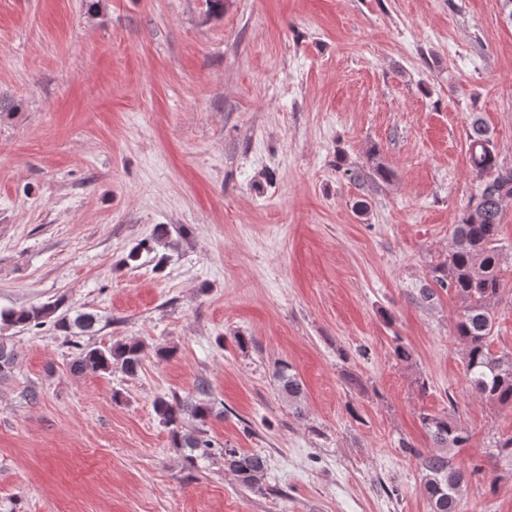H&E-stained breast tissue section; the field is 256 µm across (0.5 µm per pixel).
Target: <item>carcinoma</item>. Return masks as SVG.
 I'll list each match as a JSON object with an SVG mask.
<instances>
[{"instance_id":"1","label":"carcinoma","mask_w":512,"mask_h":512,"mask_svg":"<svg viewBox=\"0 0 512 512\" xmlns=\"http://www.w3.org/2000/svg\"><path fill=\"white\" fill-rule=\"evenodd\" d=\"M468 150L480 184L454 224L448 264L439 269L435 281L441 289L453 292L464 303L463 313L455 323V337L464 348L466 376L471 387L491 405L512 407V354L498 355L489 348L494 328V304L502 291L503 257L498 236L502 204L512 199V168L499 165L493 141L479 117L470 122ZM168 237L166 226L156 227L151 239L130 250L126 263L138 261L144 250L170 246ZM50 319L63 331L74 326L85 332L95 323L94 316L87 313L69 320L60 300L29 308L0 310V325L9 328L41 326ZM143 351L144 345L139 341L82 348L72 367L77 373L110 374L118 370L133 376L140 367ZM276 376L288 401L300 405L303 384L292 366L282 364ZM153 408L172 433L175 446L193 451L190 460L207 457L216 449L215 442L206 437V421L212 414L208 403H188L174 393L156 397ZM187 415L198 422L191 430L184 428ZM420 422L436 451L423 454L408 444L402 448L417 457L425 471L424 489L431 512H459L461 495L469 477L452 465L447 450L463 447L468 442L467 432L453 415L445 411L423 413ZM221 452L224 465L243 485L252 488L264 478L267 461L262 455L226 447Z\"/></svg>"}]
</instances>
